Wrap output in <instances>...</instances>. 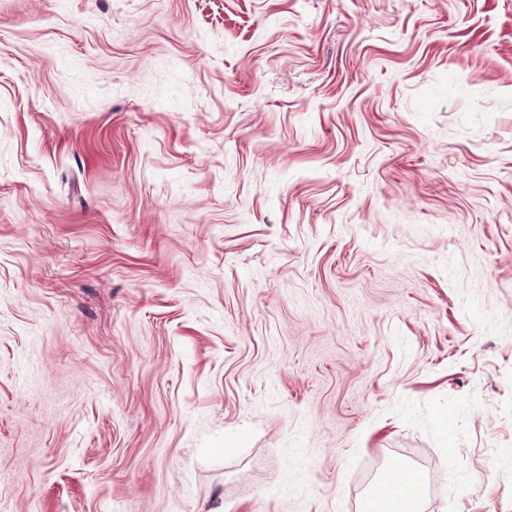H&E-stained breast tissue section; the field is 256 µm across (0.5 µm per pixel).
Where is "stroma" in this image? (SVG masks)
<instances>
[{
  "label": "stroma",
  "mask_w": 512,
  "mask_h": 512,
  "mask_svg": "<svg viewBox=\"0 0 512 512\" xmlns=\"http://www.w3.org/2000/svg\"><path fill=\"white\" fill-rule=\"evenodd\" d=\"M512 512V0H0V512ZM423 496L421 477L405 468L396 467L382 481L369 500L365 512H419Z\"/></svg>",
  "instance_id": "1"
}]
</instances>
